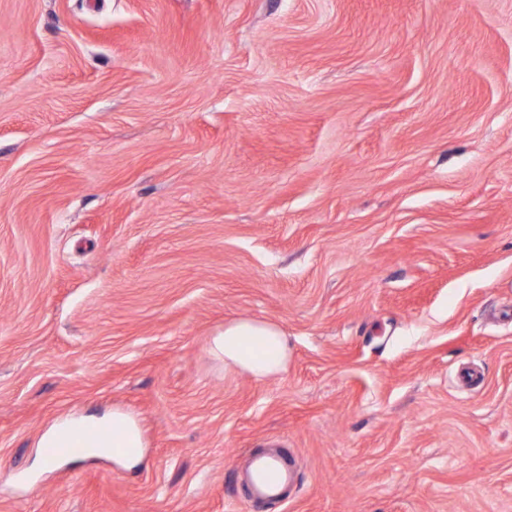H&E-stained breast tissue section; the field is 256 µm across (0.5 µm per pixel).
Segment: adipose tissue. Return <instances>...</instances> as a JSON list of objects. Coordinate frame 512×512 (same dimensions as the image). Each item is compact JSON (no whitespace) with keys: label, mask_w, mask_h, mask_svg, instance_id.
<instances>
[{"label":"adipose tissue","mask_w":512,"mask_h":512,"mask_svg":"<svg viewBox=\"0 0 512 512\" xmlns=\"http://www.w3.org/2000/svg\"><path fill=\"white\" fill-rule=\"evenodd\" d=\"M210 356L257 380L272 378L288 366V340L273 324L259 320H237L225 324L209 342ZM45 448H108L118 464L131 468L142 461L147 443L139 420L113 408L110 415L64 417L43 435Z\"/></svg>","instance_id":"1"}]
</instances>
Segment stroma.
<instances>
[{
  "label": "stroma",
  "mask_w": 512,
  "mask_h": 512,
  "mask_svg": "<svg viewBox=\"0 0 512 512\" xmlns=\"http://www.w3.org/2000/svg\"><path fill=\"white\" fill-rule=\"evenodd\" d=\"M115 406L139 467L46 465ZM259 448L266 512H512V0H0V512H253ZM209 354L224 368L265 380L286 370L288 340L269 322L237 320L226 323L224 330L211 337ZM42 448H112V459L123 467L138 466L147 448L140 421L121 408L111 415L64 417L42 436ZM288 470L275 455L252 458L248 469V500L255 505L281 504Z\"/></svg>",
  "instance_id": "35a3bbf8"
}]
</instances>
